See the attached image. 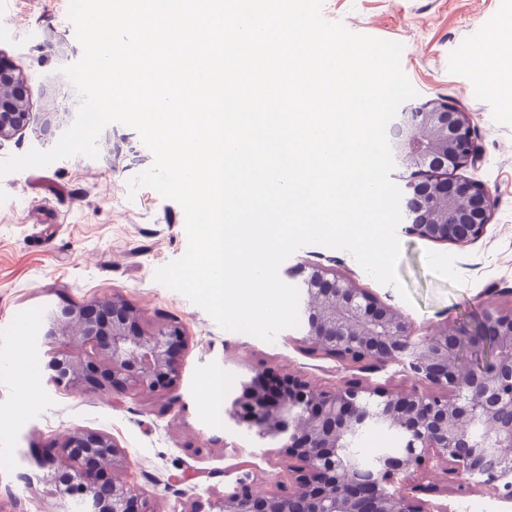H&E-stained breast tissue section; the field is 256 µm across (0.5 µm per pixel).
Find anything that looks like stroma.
<instances>
[{"mask_svg": "<svg viewBox=\"0 0 512 512\" xmlns=\"http://www.w3.org/2000/svg\"><path fill=\"white\" fill-rule=\"evenodd\" d=\"M69 0H0V58L27 81L32 118L21 134L0 140V159L52 149L74 121L80 95L63 74L82 55L68 18ZM322 14L353 33L403 46L401 66L418 102L444 98L468 112L480 159L460 170L496 200L485 235L464 246L400 235L398 273L411 298L374 280L343 250L307 245L280 274L304 263L337 269L381 302L407 315L420 336L452 322L474 330L484 308L512 292V96L490 92L472 54L492 32L512 41V0H324ZM98 157L75 155L0 178V512H79L32 460L74 428L100 432L122 448L130 481L153 512H209L211 500L247 481L255 491L288 481L274 443L246 426L213 423L206 380L224 376V391L261 367L333 386L349 374L298 343L303 327L266 342L221 329L205 310L157 282L158 268L187 248L180 205L131 182L153 162L139 133L113 123L97 139ZM120 295L145 328L175 320L189 345L182 378L169 394L119 400L50 386L42 371L17 376V362L38 363L47 316L70 304ZM445 512H512L503 489L456 476L448 494L424 493Z\"/></svg>", "mask_w": 512, "mask_h": 512, "instance_id": "obj_1", "label": "stroma"}]
</instances>
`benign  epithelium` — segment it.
Returning <instances> with one entry per match:
<instances>
[{
	"label": "benign epithelium",
	"mask_w": 512,
	"mask_h": 512,
	"mask_svg": "<svg viewBox=\"0 0 512 512\" xmlns=\"http://www.w3.org/2000/svg\"><path fill=\"white\" fill-rule=\"evenodd\" d=\"M31 119L26 82L0 63V139L22 133ZM391 151L407 172L404 232L463 245L486 231L495 209L487 187L456 176L477 161L467 112L442 100L401 110L392 125ZM301 278L306 331L301 342L343 368L377 373L400 362L406 390L352 378L312 388L291 374L258 370L242 393L224 401V418L240 425V409L259 437L279 443L291 483L257 494L242 483L215 499L209 512H430L415 496L441 470L448 479L481 475L497 463L490 483L512 491V307L485 309L471 345L483 365L457 354L454 324L420 340L399 309L382 303L337 270L313 264L289 272ZM73 339L88 359L67 351ZM187 336L175 321L147 332L140 316L114 296L94 307L71 305L49 318L42 347L47 382L122 396L175 388L182 377ZM370 427L397 433L398 445L377 448L365 462L351 444ZM56 487L80 495L91 512H151L123 476L125 454L109 436L79 429L59 448L36 457Z\"/></svg>",
	"instance_id": "obj_1"
}]
</instances>
